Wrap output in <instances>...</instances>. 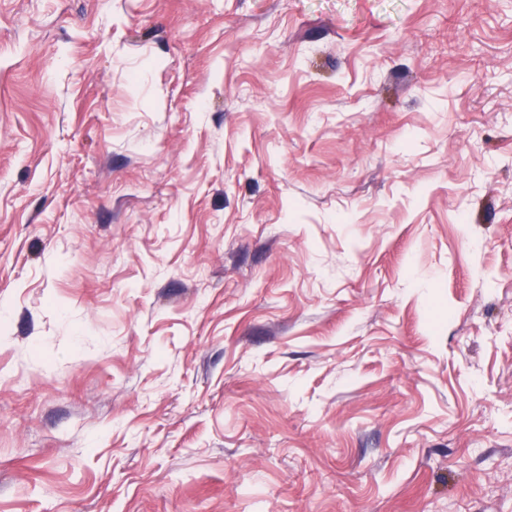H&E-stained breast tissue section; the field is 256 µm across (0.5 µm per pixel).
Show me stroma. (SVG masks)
I'll return each mask as SVG.
<instances>
[{"instance_id": "obj_1", "label": "stroma", "mask_w": 512, "mask_h": 512, "mask_svg": "<svg viewBox=\"0 0 512 512\" xmlns=\"http://www.w3.org/2000/svg\"><path fill=\"white\" fill-rule=\"evenodd\" d=\"M0 512H512V0H0Z\"/></svg>"}]
</instances>
